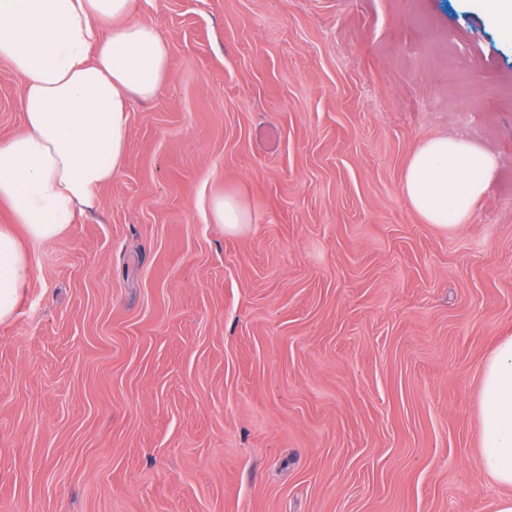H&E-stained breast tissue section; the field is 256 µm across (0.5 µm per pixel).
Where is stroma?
Segmentation results:
<instances>
[{"label":"stroma","instance_id":"obj_1","mask_svg":"<svg viewBox=\"0 0 512 512\" xmlns=\"http://www.w3.org/2000/svg\"><path fill=\"white\" fill-rule=\"evenodd\" d=\"M140 15L170 81L0 324V512H495L479 388L512 336V42L476 0ZM21 94L0 61V140ZM458 135L500 172L448 231L401 182ZM224 190L241 233L206 219Z\"/></svg>","mask_w":512,"mask_h":512}]
</instances>
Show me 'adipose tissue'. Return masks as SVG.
Wrapping results in <instances>:
<instances>
[{
	"label": "adipose tissue",
	"mask_w": 512,
	"mask_h": 512,
	"mask_svg": "<svg viewBox=\"0 0 512 512\" xmlns=\"http://www.w3.org/2000/svg\"><path fill=\"white\" fill-rule=\"evenodd\" d=\"M138 0H0V60L21 78L24 128L0 142V323L16 315L32 274L28 243L61 236L122 170L134 100L169 79L171 47L136 20ZM496 158L464 136L424 142L402 179L429 224L457 229L496 178ZM212 223L240 232L248 208L231 191L210 201ZM480 464L512 486V337L482 370Z\"/></svg>",
	"instance_id": "adipose-tissue-1"
}]
</instances>
